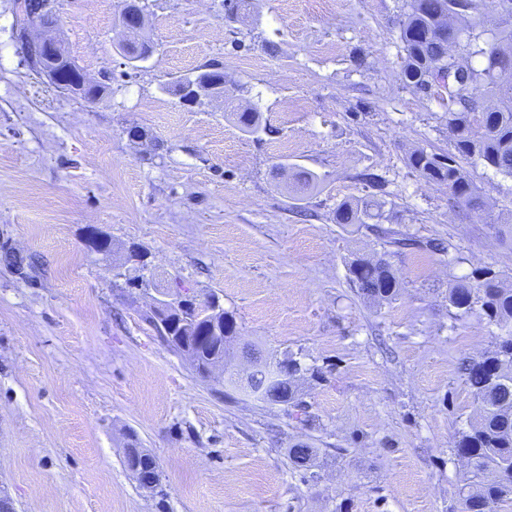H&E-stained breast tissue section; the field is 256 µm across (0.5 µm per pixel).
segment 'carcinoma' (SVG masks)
Listing matches in <instances>:
<instances>
[{"label": "carcinoma", "mask_w": 512, "mask_h": 512, "mask_svg": "<svg viewBox=\"0 0 512 512\" xmlns=\"http://www.w3.org/2000/svg\"><path fill=\"white\" fill-rule=\"evenodd\" d=\"M491 12L500 17L491 39L476 31L470 17ZM400 41L405 52L401 81L413 90L421 89L436 69L453 72V91L436 94L448 112V132L455 152L445 156L423 147L406 156V164L422 178L448 186L455 205L474 210L478 187L463 160L479 162L512 178V0H407L400 24ZM483 57L486 65L477 69L472 58ZM235 123L250 134L267 133L260 113H233ZM386 201L367 194L355 201H343L333 212L336 224H381L392 214ZM350 280L362 295L374 301H391L399 294L401 281L383 259L358 257L349 265ZM503 273L489 267L448 285V309L454 316L471 313L480 306V316L489 324L512 325V285H505ZM166 345L183 352L197 351V374L207 377L215 361L225 359L237 337L233 315L215 317L220 330L214 334L208 319L182 311ZM288 377L276 381L260 370L252 377L259 399L284 405L289 416L305 427L314 416L302 400L299 381L305 368L290 358ZM465 383L477 406L469 430L459 433L453 447L468 466L466 482L459 491L464 512H494L496 504L512 496V333L499 337L495 346L480 358L461 364ZM317 449L299 442L288 449L291 463L305 471L315 466Z\"/></svg>", "instance_id": "carcinoma-1"}]
</instances>
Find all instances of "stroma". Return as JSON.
Wrapping results in <instances>:
<instances>
[{
	"instance_id": "1",
	"label": "stroma",
	"mask_w": 512,
	"mask_h": 512,
	"mask_svg": "<svg viewBox=\"0 0 512 512\" xmlns=\"http://www.w3.org/2000/svg\"><path fill=\"white\" fill-rule=\"evenodd\" d=\"M152 56L130 68L117 44L120 0H62L57 28L112 92L87 104L45 87L0 0V493L15 512H461L453 451L476 400L462 359L500 335L454 319L449 282L490 266L512 274V178L469 171L484 209L406 164L410 148L448 154V114L400 81L406 0H147ZM225 97L187 106L171 82L210 61ZM260 113L273 135L230 119ZM140 137H133V130ZM299 166L319 178L296 197ZM385 181L392 231L449 254L396 250L336 206ZM112 243L86 244L88 228ZM138 247L150 265L127 261ZM14 252L33 263L15 269ZM386 257L402 288L374 304L350 281L355 256ZM218 294L238 342L269 363L296 358L316 429L286 406L201 378L167 349L132 283ZM158 461L163 494L141 488L124 446ZM320 452L303 480L288 450Z\"/></svg>"
}]
</instances>
